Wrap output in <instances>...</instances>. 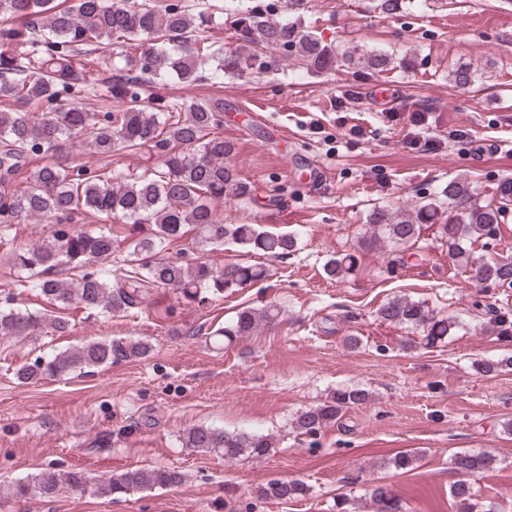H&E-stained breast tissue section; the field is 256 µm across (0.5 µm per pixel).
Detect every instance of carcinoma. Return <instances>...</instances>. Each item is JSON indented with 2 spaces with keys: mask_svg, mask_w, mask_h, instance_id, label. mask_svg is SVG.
I'll list each match as a JSON object with an SVG mask.
<instances>
[{
  "mask_svg": "<svg viewBox=\"0 0 512 512\" xmlns=\"http://www.w3.org/2000/svg\"><path fill=\"white\" fill-rule=\"evenodd\" d=\"M307 0H273L234 13L231 26L237 46L224 51L209 41V15L186 0H164L151 6L145 0H0V245L12 244L11 227L21 217L53 225L51 235L31 247L13 248L18 271L15 286L35 288L57 309L76 305L107 316H119L140 307L159 287L173 288L195 301L223 296L268 276L260 264H227L218 269L200 257L170 259L162 252L194 231L195 250L212 251L226 243L244 254L287 257L296 251L293 233H273L259 224H226L216 204L250 196V187L224 162L232 146L224 141V99L169 101L147 93L151 80L175 76L187 85L209 79V65L218 71H264L274 65L272 52L293 56L312 72L336 65V53L302 24L299 15ZM279 9L296 16L277 21L267 13ZM138 42L140 52L120 56V71L128 76L97 83L83 75L82 57L109 45ZM105 96L116 103L95 112L88 102ZM86 135L102 159L112 151L148 147L156 163L141 171L91 168L68 152V142ZM442 194L448 198V219L441 235L447 238L448 257L465 268L482 288H512V261L491 259L479 264L471 247L497 242L501 224L512 206V180L496 186L489 200L474 197L470 182L456 178ZM441 206L426 200L412 211L376 208L368 223L371 232L359 241L361 251L412 249L423 226L435 224ZM119 219L122 239L110 230L70 228L85 218ZM126 245V257L138 266L120 279L112 278L117 242ZM357 257L330 259L325 275L343 278L356 269ZM66 272L68 277L57 278ZM473 307L490 318L484 330L502 341H512V311L476 300ZM279 310L270 305L257 311L240 310L236 318L216 330L232 344L262 326L277 321ZM383 323L405 325L422 333L425 346L442 343L457 323L437 318L425 306L395 297L377 310ZM69 320L50 310L29 311L0 306V337L36 340L46 333L63 334ZM151 345L142 339L112 338L60 351L48 359L23 365L16 377L23 384L89 373L147 357ZM512 368V355L483 360L478 373L492 375ZM366 399L361 389L338 390L323 404L299 414L294 422L301 435H314L338 420L343 410ZM187 448L220 454L227 460L260 459L276 442L270 435L226 432L195 426L183 437ZM493 457L458 452L452 469L460 480L451 486L457 512H490L477 498L467 477L489 468ZM183 476L170 468H131L94 477L82 470L60 472L44 468L10 487L15 498H53L64 488L90 487L100 498L115 499L144 489L180 484ZM263 500H288L305 493L296 480L272 479L256 490ZM373 512H403L399 497L386 485L367 492Z\"/></svg>",
  "mask_w": 512,
  "mask_h": 512,
  "instance_id": "1",
  "label": "carcinoma"
}]
</instances>
